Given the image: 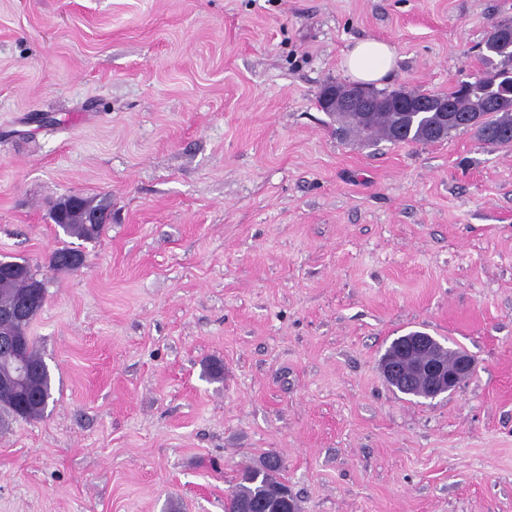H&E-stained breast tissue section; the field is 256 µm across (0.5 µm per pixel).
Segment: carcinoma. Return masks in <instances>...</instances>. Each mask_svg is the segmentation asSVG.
I'll return each instance as SVG.
<instances>
[{
	"label": "carcinoma",
	"mask_w": 512,
	"mask_h": 512,
	"mask_svg": "<svg viewBox=\"0 0 512 512\" xmlns=\"http://www.w3.org/2000/svg\"><path fill=\"white\" fill-rule=\"evenodd\" d=\"M512 24H497L489 31L481 53L483 68L473 80L457 82L446 94L412 93L410 97L424 102L426 110L401 112L396 109L376 107L367 113L334 112L336 131L352 133L362 141L371 143L377 139L393 143H434L436 132L443 121L437 109L446 101L462 117L467 113H480L482 121L476 124H450L446 135L472 130L483 143L493 147L512 146V49L506 48L498 37V31ZM93 212L112 213V202L106 196H81L78 201L68 195L52 204L49 217L64 234L93 242L103 233L105 225L91 224L87 215ZM82 251L69 247L54 250L49 257L51 268L72 271L81 262ZM11 266L0 267V310L30 302L29 310L20 318L8 321L12 338L26 340L21 361L27 366L24 384L0 386V410L14 417L34 419L45 414L52 399L51 376L47 363L37 352L27 334L30 322L42 309L40 287L44 282L33 270L24 275L7 273ZM281 464L272 456H266L258 465L246 468L235 490L227 497L224 512H238L247 502L256 512L265 509L280 497L285 483L278 477Z\"/></svg>",
	"instance_id": "1"
}]
</instances>
